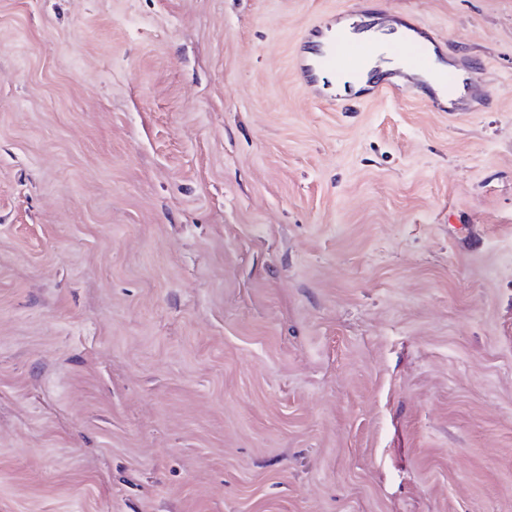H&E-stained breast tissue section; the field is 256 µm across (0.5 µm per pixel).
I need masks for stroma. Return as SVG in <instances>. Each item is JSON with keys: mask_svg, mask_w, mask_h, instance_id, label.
Returning a JSON list of instances; mask_svg holds the SVG:
<instances>
[{"mask_svg": "<svg viewBox=\"0 0 512 512\" xmlns=\"http://www.w3.org/2000/svg\"><path fill=\"white\" fill-rule=\"evenodd\" d=\"M487 106L313 94L350 0H0V512H512V0H361Z\"/></svg>", "mask_w": 512, "mask_h": 512, "instance_id": "obj_1", "label": "stroma"}]
</instances>
